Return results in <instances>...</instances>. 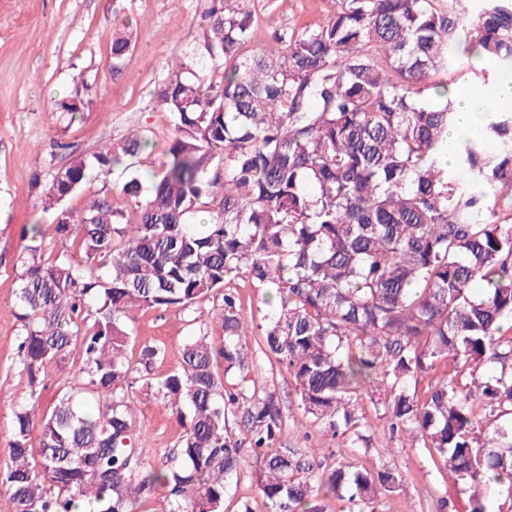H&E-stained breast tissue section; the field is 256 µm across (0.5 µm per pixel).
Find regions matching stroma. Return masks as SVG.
<instances>
[{"label":"stroma","instance_id":"stroma-1","mask_svg":"<svg viewBox=\"0 0 512 512\" xmlns=\"http://www.w3.org/2000/svg\"><path fill=\"white\" fill-rule=\"evenodd\" d=\"M338 0H230L231 6L253 15L252 47L265 45L273 31L297 33L335 14ZM209 0H0V469L10 461L13 413L28 393V380L18 369L16 335L19 324L12 306L18 256L30 242L33 224H51L57 207L46 189L55 172L78 155L93 153L105 143H119L129 130L140 128L153 146L142 154L144 166L158 165L168 146L171 126L156 103L158 84L171 57L193 48L201 38L202 16ZM126 21L135 45L112 72V26ZM92 99L85 112L56 111L57 102L73 96ZM211 301L194 309L136 312L130 324L129 356L143 344L164 353L154 376L175 370L185 344L204 334L217 340L220 324L208 319ZM251 374L258 386L276 392L283 408L280 444L319 461H327L337 441L307 425L286 368L268 360L258 333L247 337ZM81 344L73 342L65 359L46 365L41 375L39 414L50 413L66 386L79 379ZM135 422L146 439L140 452L157 463L173 446L181 429L165 404L138 394ZM364 435L369 443L358 454L366 463H384L398 470L403 485L390 496L382 512H439L440 499L468 512V488L455 482L423 448L391 441L383 452L382 422L370 398H363ZM244 463L232 478L224 512H266L254 479L255 459L243 451Z\"/></svg>","mask_w":512,"mask_h":512}]
</instances>
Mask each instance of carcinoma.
<instances>
[{"label":"carcinoma","mask_w":512,"mask_h":512,"mask_svg":"<svg viewBox=\"0 0 512 512\" xmlns=\"http://www.w3.org/2000/svg\"><path fill=\"white\" fill-rule=\"evenodd\" d=\"M210 2L198 47L157 90L172 126L157 170L124 165L149 146L140 132L73 159L49 199L93 179L101 189L81 212L57 210L58 249L35 224L18 258L16 364L29 392L0 471L14 512H136L157 493L164 512H224L246 441L267 512H325L329 498L375 512L365 507L403 479L349 455L365 441L367 391L384 431L468 486L469 512H512V430L489 427L512 415V223L500 218L512 212V109L485 107L451 145L456 101L428 82L512 74V0H338L333 16L251 55L252 13ZM129 28L112 34L115 74ZM199 212L208 222L188 223ZM241 277L275 300L258 326L263 353L292 376L310 425L344 438L329 468L273 447L281 399L250 376ZM209 299L221 301L220 342L191 339L159 378L160 348L127 356L135 312ZM77 336L81 378L39 418L42 370ZM138 391L182 429L154 465L139 451ZM236 408L243 438L226 424ZM505 482L493 511L485 490Z\"/></svg>","instance_id":"carcinoma-1"}]
</instances>
